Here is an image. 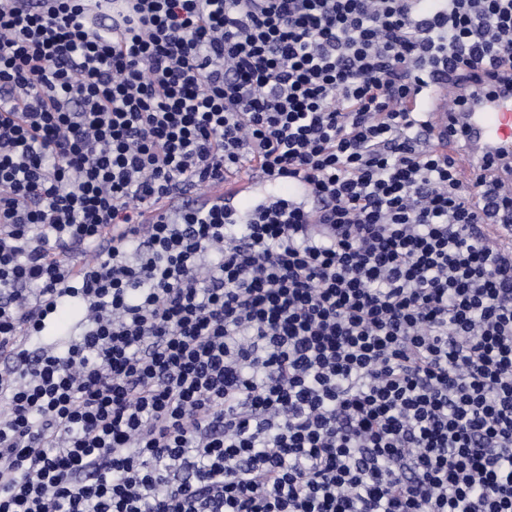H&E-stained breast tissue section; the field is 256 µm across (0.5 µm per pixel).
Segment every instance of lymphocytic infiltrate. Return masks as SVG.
<instances>
[{
  "mask_svg": "<svg viewBox=\"0 0 512 512\" xmlns=\"http://www.w3.org/2000/svg\"><path fill=\"white\" fill-rule=\"evenodd\" d=\"M491 69L512 0H0V512H512V187L402 107ZM265 185L266 182L262 177L253 176L252 178H244L232 184L224 183V185L212 189L210 196L213 200L223 201L224 199H237L243 204L249 201L250 190L256 185Z\"/></svg>",
  "mask_w": 512,
  "mask_h": 512,
  "instance_id": "f902f5d3",
  "label": "lymphocytic infiltrate"
}]
</instances>
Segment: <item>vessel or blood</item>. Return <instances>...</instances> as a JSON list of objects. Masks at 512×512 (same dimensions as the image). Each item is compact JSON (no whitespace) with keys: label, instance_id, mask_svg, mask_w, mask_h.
Here are the masks:
<instances>
[{"label":"vessel or blood","instance_id":"vessel-or-blood-1","mask_svg":"<svg viewBox=\"0 0 512 512\" xmlns=\"http://www.w3.org/2000/svg\"><path fill=\"white\" fill-rule=\"evenodd\" d=\"M405 106L427 113L430 146L453 157L464 179L477 177L489 164L512 161V95L500 93L494 81L466 93L442 81L432 87L426 100L410 98ZM262 182L259 176L244 178L212 189L210 196L245 204L251 189Z\"/></svg>","mask_w":512,"mask_h":512}]
</instances>
